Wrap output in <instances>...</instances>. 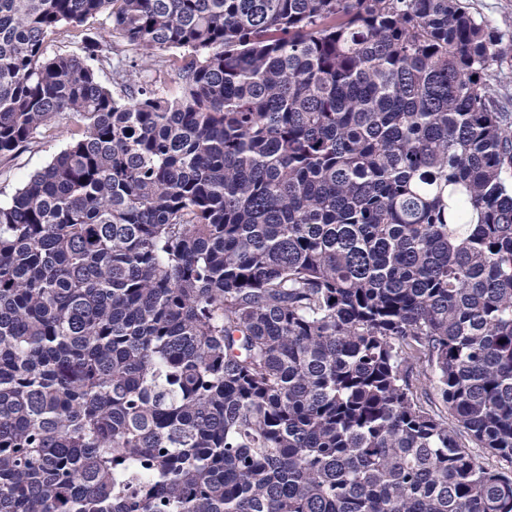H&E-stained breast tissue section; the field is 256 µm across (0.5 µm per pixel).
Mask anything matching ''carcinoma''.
I'll use <instances>...</instances> for the list:
<instances>
[{
	"mask_svg": "<svg viewBox=\"0 0 512 512\" xmlns=\"http://www.w3.org/2000/svg\"><path fill=\"white\" fill-rule=\"evenodd\" d=\"M507 69L466 0H0V159L79 122L0 204V512H512ZM112 46L116 53L121 55L130 56L132 59L136 60V77L135 79L139 81H147L151 79L153 74V70L155 68V61L150 59L141 58L134 50L131 49L124 41L119 38H111Z\"/></svg>",
	"mask_w": 512,
	"mask_h": 512,
	"instance_id": "carcinoma-1",
	"label": "carcinoma"
}]
</instances>
